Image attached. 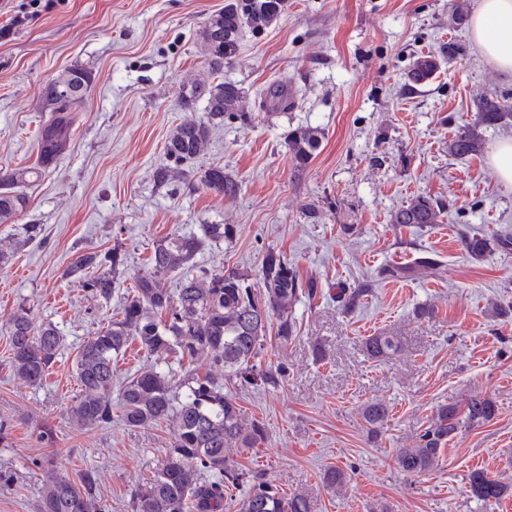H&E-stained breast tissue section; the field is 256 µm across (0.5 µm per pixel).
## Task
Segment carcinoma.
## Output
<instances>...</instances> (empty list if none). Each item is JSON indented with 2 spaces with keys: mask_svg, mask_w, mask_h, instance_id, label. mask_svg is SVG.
I'll return each instance as SVG.
<instances>
[{
  "mask_svg": "<svg viewBox=\"0 0 512 512\" xmlns=\"http://www.w3.org/2000/svg\"><path fill=\"white\" fill-rule=\"evenodd\" d=\"M287 0H225L224 9L210 16L199 36L205 63L217 82L184 83L178 105L193 112L205 102V118L184 120L172 130L165 154L175 164L196 161L207 148L211 131L226 118H247V95L243 88L226 81L224 66L236 57L244 33L263 34L276 25ZM439 67L434 54L418 57L407 73L413 85L428 81ZM93 82L92 73L83 67L67 70L41 90L47 119L39 133V151L34 165L0 170V223L11 221L26 211V189L37 181L62 153L73 135L76 110L83 103ZM478 123L500 126L512 119V105L495 93L476 104ZM320 132L299 127L288 132V148L295 167H306L319 147ZM483 148L476 129L458 132L448 141V154L466 158ZM192 186L217 195L234 197L240 191L238 178L220 164L191 171ZM448 205L427 196H416L392 217L393 223L424 228L438 222ZM236 235L231 224H203L201 233L163 239L156 243L149 272L136 277L122 307L106 326L81 348L76 374L81 395L70 407L71 423L80 428L104 426L112 422L113 364L128 346L137 344L147 362L119 386L121 420L130 428L166 423L174 438L159 472L133 493L134 512H224V491L242 483L243 474L230 460L233 446L252 448L264 439V427L243 418L235 398L224 392V385L210 371L192 369L179 384H174L171 361L193 364L200 354L210 365L224 373V380L237 388H275L286 373L284 365L261 368L258 359L264 349L271 315H283L277 337L282 344L295 336V325L284 317L288 308L302 298L317 294L315 282L300 279L296 268L281 253L268 251L258 276L261 288L249 282V275L235 269L215 274L185 276L179 288H167L168 277L189 263L212 243L230 241ZM466 253L481 258L497 248L512 247L507 234H467L462 239ZM121 252L88 249L80 252L68 273L84 275L82 286L93 298L110 302L117 286ZM436 260L423 256L407 265L381 268L382 279L416 280L437 269ZM368 292L363 286L342 288L338 302L344 311L354 310ZM11 367L15 375L32 384H40L59 354L62 338L56 326L48 323L32 326L27 312L19 310L9 328ZM368 356L385 358L400 347L395 336L379 334L365 340ZM496 402L473 395L464 404L448 403L436 407L428 425L408 448L395 458L405 475L418 478L434 471L441 451L462 427L476 428L493 420ZM369 431L383 427L390 417L389 408L378 402L367 404L362 413ZM347 472L328 468L323 480L330 488L344 485ZM472 496L483 502H497L507 486L483 469L468 476ZM93 472L83 474L77 484L52 473L42 488L39 512H104L98 499ZM240 512H311L310 501L301 493L288 497L261 474L247 480V492Z\"/></svg>",
  "mask_w": 512,
  "mask_h": 512,
  "instance_id": "1",
  "label": "carcinoma"
}]
</instances>
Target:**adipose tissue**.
<instances>
[{
  "label": "adipose tissue",
  "mask_w": 512,
  "mask_h": 512,
  "mask_svg": "<svg viewBox=\"0 0 512 512\" xmlns=\"http://www.w3.org/2000/svg\"><path fill=\"white\" fill-rule=\"evenodd\" d=\"M470 31L486 59L512 72V0H480Z\"/></svg>",
  "instance_id": "adipose-tissue-1"
}]
</instances>
